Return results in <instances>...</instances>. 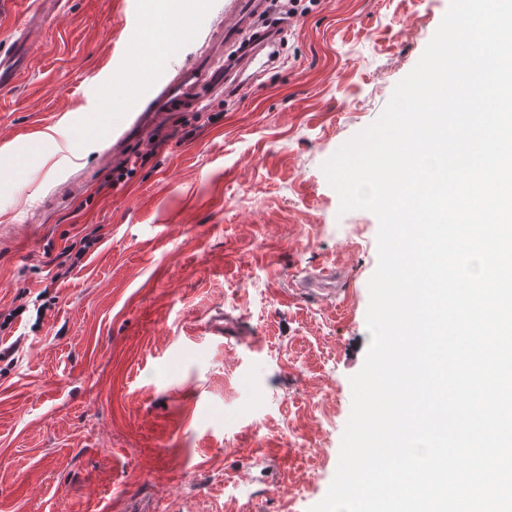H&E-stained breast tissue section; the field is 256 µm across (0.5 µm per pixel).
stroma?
Listing matches in <instances>:
<instances>
[{
  "instance_id": "1",
  "label": "stroma",
  "mask_w": 512,
  "mask_h": 512,
  "mask_svg": "<svg viewBox=\"0 0 512 512\" xmlns=\"http://www.w3.org/2000/svg\"><path fill=\"white\" fill-rule=\"evenodd\" d=\"M191 62L225 0H184ZM450 0H320L259 86L217 95L109 185L102 143L144 95L146 0H67L0 91V512H308L333 480L371 336L377 217L323 164L383 113ZM86 193L55 207L67 178ZM100 239L63 278V249ZM335 268V291L299 280ZM237 321L254 347L208 324Z\"/></svg>"
}]
</instances>
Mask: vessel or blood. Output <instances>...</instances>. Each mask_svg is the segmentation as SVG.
<instances>
[{
	"instance_id": "obj_1",
	"label": "vessel or blood",
	"mask_w": 512,
	"mask_h": 512,
	"mask_svg": "<svg viewBox=\"0 0 512 512\" xmlns=\"http://www.w3.org/2000/svg\"><path fill=\"white\" fill-rule=\"evenodd\" d=\"M58 0H39L36 12L26 15L7 43L0 44V87L16 82L25 69L23 60L33 49L32 31L42 13L53 11ZM269 0H230L223 28L209 39L195 60L131 104L126 124L112 138L113 155L123 154L128 142L146 139L169 113L200 110L214 95L233 93L249 69L265 70L271 63L270 47L281 37L278 27L258 29L257 22L268 12ZM183 28L181 21H165L141 30L138 42L169 41Z\"/></svg>"
}]
</instances>
